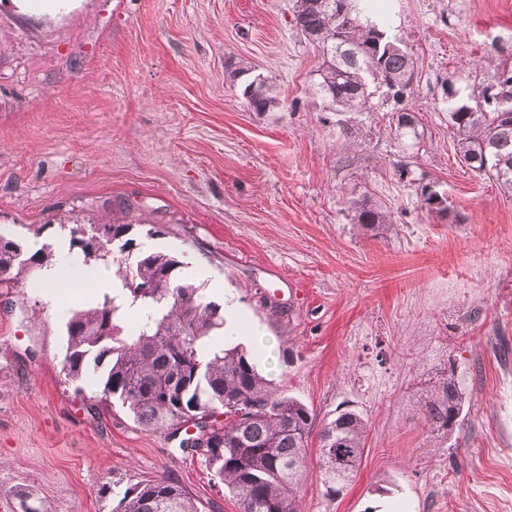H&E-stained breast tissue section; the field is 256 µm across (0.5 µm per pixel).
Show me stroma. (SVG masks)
<instances>
[{"mask_svg":"<svg viewBox=\"0 0 512 512\" xmlns=\"http://www.w3.org/2000/svg\"><path fill=\"white\" fill-rule=\"evenodd\" d=\"M374 4L416 60L420 137L391 133L378 93L348 153L311 91L321 57L294 0H0V233L51 245L63 224L129 223L202 265V287L277 340L276 369H258L315 428L344 410L368 422L357 477L330 497L310 475L303 512H512V360L494 349L512 347V195L461 163L443 91L453 79L466 101L487 59L512 65V0ZM239 61L269 76L276 108L247 107ZM427 183L446 215L422 210ZM363 194L390 228L357 230ZM40 279L0 287V512L22 490L46 512H111L102 483L162 474L239 512L168 432L99 415L65 383ZM450 368L466 406L446 438L420 401Z\"/></svg>","mask_w":512,"mask_h":512,"instance_id":"35a3bbf8","label":"stroma"}]
</instances>
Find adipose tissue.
<instances>
[{
    "label": "adipose tissue",
    "mask_w": 512,
    "mask_h": 512,
    "mask_svg": "<svg viewBox=\"0 0 512 512\" xmlns=\"http://www.w3.org/2000/svg\"><path fill=\"white\" fill-rule=\"evenodd\" d=\"M111 285V273L108 269L90 267L72 262L66 243L56 246V262L43 275L39 287L44 300L56 318H64L69 312L65 294L74 288L87 293H96L108 289Z\"/></svg>",
    "instance_id": "1"
}]
</instances>
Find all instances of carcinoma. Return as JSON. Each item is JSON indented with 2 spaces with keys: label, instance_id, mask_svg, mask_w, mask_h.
<instances>
[{
  "label": "carcinoma",
  "instance_id": "cac0c4a2",
  "mask_svg": "<svg viewBox=\"0 0 512 512\" xmlns=\"http://www.w3.org/2000/svg\"><path fill=\"white\" fill-rule=\"evenodd\" d=\"M294 20L322 52L313 95L343 112L368 109L379 90L398 102L412 97L413 55L387 35L361 0H295ZM252 70L239 66L232 78L251 75L242 96L251 110L268 112L279 100L269 78ZM472 99L448 112L457 154L512 194V66L496 68ZM394 134L419 137L413 112H396ZM420 201L429 212L448 210L445 194L433 184L422 185ZM350 208L359 230L390 223L389 215L365 197L352 199ZM60 228L68 230L69 251L80 262L116 266L112 293L93 307L73 310L65 322L61 371L66 380L92 382L89 400L103 413L117 406L145 430L167 429L173 437L191 421L224 414V422L205 433L208 450L199 458L237 498L240 512H299L297 492L313 467L326 494H340L363 458L368 433L363 416L345 411L325 423L316 457H311L312 410L266 379L243 347L211 349L212 337L224 327V309L200 288L177 279L182 265L177 256L136 242L131 224L87 228L77 222ZM52 259L48 247L29 255L9 240L0 245V285L12 287L32 269L50 266ZM131 310L145 315L129 329ZM464 403L451 369L421 405L430 432L451 436L459 428ZM110 493L119 497L113 512H202L169 475L123 491L108 482L98 489L101 496Z\"/></svg>",
  "mask_w": 512,
  "mask_h": 512
}]
</instances>
